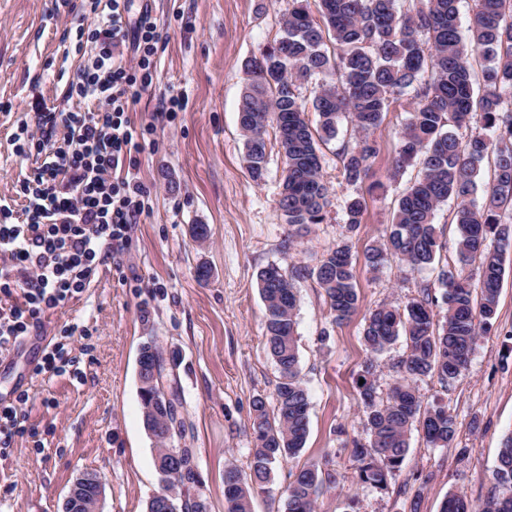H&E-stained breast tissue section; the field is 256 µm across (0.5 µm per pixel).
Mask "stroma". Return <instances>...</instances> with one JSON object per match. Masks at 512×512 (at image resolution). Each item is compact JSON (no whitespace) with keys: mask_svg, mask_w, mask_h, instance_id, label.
<instances>
[{"mask_svg":"<svg viewBox=\"0 0 512 512\" xmlns=\"http://www.w3.org/2000/svg\"><path fill=\"white\" fill-rule=\"evenodd\" d=\"M132 14L149 8L160 33L152 85L129 115L145 129L139 175L151 195L132 228L122 261L100 265L83 293L42 315L26 343L0 363V401L25 395L26 431L0 452V512H63L74 479L97 472L104 482L100 512H146L161 491L154 464L156 442L142 420L137 382L140 346L154 340L175 355L185 424L177 448L190 449L199 482L193 489L209 512H225L224 471L247 470L253 446L252 402H273L280 374L265 347V307L257 274L270 263L285 269L314 266L348 239L356 270L361 314L343 322L314 279L295 282L301 377L310 397L309 432L300 454L276 460L264 489L252 495V512H286V488L310 462L325 464L336 484L324 487L316 512H440L451 493L486 494L502 439L512 433V242L502 250L503 279L494 326L481 336L468 365L450 387L428 376L416 387L423 406L447 404L456 421L452 447L430 446L419 429L385 489L359 480L354 442H368L356 387L365 359H372L377 395L386 397L404 354L396 343L369 356L362 341L364 311L405 304L423 286L434 296L440 270L478 283V264L460 265L451 215L455 200L435 213L444 245L437 266L411 268L387 259L381 272L365 253L390 229L398 200L417 177L410 164L392 165L411 117V92L395 95L373 137L378 153L368 175L346 185L339 151L354 146L352 123L342 116L335 139L323 144V178L330 188L322 223L297 246L277 198L284 167L276 139H269L263 182L249 177L238 126L245 65L282 34L292 0H130ZM87 0H0V198L12 199L15 221L26 200L20 185L31 161L18 154L17 129L34 124L48 107L93 111L90 99L68 97V85L90 64L94 43L76 54V35L89 31ZM185 100L175 116L161 106ZM363 202V219L345 231L348 196ZM209 228L196 242L190 227ZM207 265L208 281L196 269ZM75 327L74 373L34 374L54 336Z\"/></svg>","mask_w":512,"mask_h":512,"instance_id":"35a3bbf8","label":"stroma"}]
</instances>
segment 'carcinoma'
I'll use <instances>...</instances> for the list:
<instances>
[{
	"mask_svg": "<svg viewBox=\"0 0 512 512\" xmlns=\"http://www.w3.org/2000/svg\"><path fill=\"white\" fill-rule=\"evenodd\" d=\"M296 5L283 20V33L246 65L248 82L238 108V124L244 137V161L250 178L260 183L268 165V126L286 158L277 205L286 224L300 237L312 225L323 222L329 204V187L323 180L319 145L336 136L343 113L351 115L360 141L356 148L339 154L348 185L362 180L378 151L370 138L387 111L393 95L408 88L414 92L411 118L401 133L395 169L418 160L420 175L398 201L389 233L365 255V263L377 272L386 256L412 267L434 263L443 249L433 224L437 209L454 198L458 201L456 252L464 265L479 262V293L469 279L441 270L443 289L440 310L430 287L422 297L404 306L380 307L364 317L362 339L366 349L379 354L398 340L406 354L397 363V378L386 400L376 401L373 363H364V383L358 386L371 433L369 445H355L353 456L364 483L382 489L389 474L398 470L409 447L414 422H419L430 445L448 448L456 438V423L448 409L434 405L421 410L415 382L436 375L445 388L466 369L476 338L488 333L497 313L503 274L500 250L488 241L507 242L512 226L502 222V212L512 211V0H476L467 33H462L459 0H426L424 6L400 12L397 0H318L323 23L311 16L308 0ZM487 62L482 71V93L474 96L471 59ZM430 79H423L424 74ZM327 77L319 85L311 105L299 88L311 77ZM318 116L312 128L307 112ZM481 113L486 134L462 139L455 132L469 116ZM493 158V178L486 187L481 207L470 202L476 190L480 163ZM361 201L345 204L346 228L352 232L362 221ZM275 264L258 271L257 282L265 305L266 347L276 362L280 380L275 389V416L266 402L253 400L254 448L249 472L224 471L226 512H251V497L268 482L270 464L277 458H293L304 448L308 435L309 395L298 368L297 294L293 277L309 276L323 290L335 320L341 322L360 308L355 287V267L346 243L328 250L316 266L290 273L274 272ZM140 353L168 378L174 360L166 358L154 341ZM170 409L161 413L157 440L172 441L183 421L176 416L182 406L175 381L168 384ZM181 458L168 480L184 491L186 507L208 512L200 497H190L198 481L191 451L179 448ZM335 477L324 474L317 463L300 468L286 489L287 512H315L325 483ZM441 512H512V434L499 448L493 481L485 496L471 501L451 493Z\"/></svg>",
	"mask_w": 512,
	"mask_h": 512,
	"instance_id": "1",
	"label": "carcinoma"
}]
</instances>
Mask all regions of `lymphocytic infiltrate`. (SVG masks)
<instances>
[{"instance_id": "f902f5d3", "label": "lymphocytic infiltrate", "mask_w": 512, "mask_h": 512, "mask_svg": "<svg viewBox=\"0 0 512 512\" xmlns=\"http://www.w3.org/2000/svg\"><path fill=\"white\" fill-rule=\"evenodd\" d=\"M96 56L78 71L70 94L93 98L94 112L40 113L36 127H22L20 152L35 165L23 186L25 220L0 199V354L12 351L48 310L82 293L100 262L122 257L133 224L145 210L149 188L141 181L144 132L129 107L151 85V58L159 34L148 11L129 17V0H92ZM134 34L132 57L115 62L114 47ZM66 147L52 148L59 128Z\"/></svg>"}]
</instances>
